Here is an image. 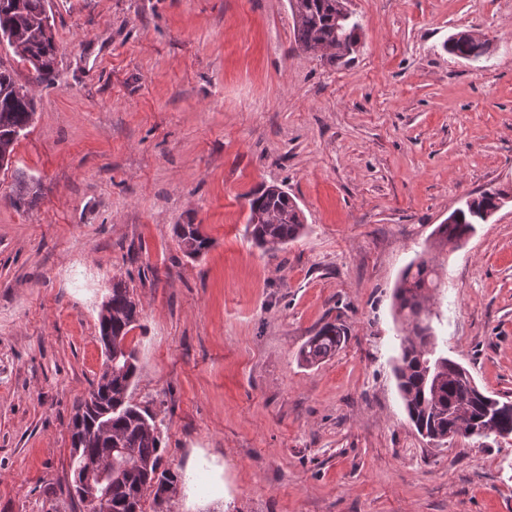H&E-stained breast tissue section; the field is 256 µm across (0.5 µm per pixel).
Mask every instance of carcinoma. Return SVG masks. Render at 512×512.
Masks as SVG:
<instances>
[{
	"instance_id": "obj_1",
	"label": "carcinoma",
	"mask_w": 512,
	"mask_h": 512,
	"mask_svg": "<svg viewBox=\"0 0 512 512\" xmlns=\"http://www.w3.org/2000/svg\"><path fill=\"white\" fill-rule=\"evenodd\" d=\"M14 10L0 13V33L10 31L24 41V51L33 60L32 67L41 82L53 80L55 45L51 35L40 32L45 0H16ZM340 0H297L290 4L294 39L304 51L319 45L328 49L326 60L339 64L348 53L331 51L343 45L354 49L358 42V23L340 19ZM448 53L464 60L478 61L488 53V45L480 44L456 33L445 44ZM35 112L34 98L16 84L10 70L0 67V144L13 146L25 131ZM509 196L504 189H490L469 196L465 205L452 212L433 232V246L444 249L458 245L483 223L482 213L497 206ZM253 242L268 252L295 241L305 231L303 213L288 192L269 185L249 200L247 218ZM174 234L188 257L207 250L212 240L199 224H176ZM440 275L433 261L423 256L411 261L394 291L396 316L405 325L400 338V353L394 366L397 386L408 418L415 429L433 430L440 436L475 437L474 430L492 421V436L512 435V401L489 396L480 391L470 372L438 349V336L433 331L430 311L426 307L432 291L438 287ZM111 318L99 320L100 335L112 340H125L140 313L129 286L112 279L109 297ZM344 337L336 325L325 324L301 346L299 360L315 366L336 355ZM135 350L112 352V379L96 383L89 397L80 402L72 420L73 447L98 448L93 443L102 423L105 409H112V436L116 441L114 457L121 476L112 479L109 489L112 512H136L144 487L153 479L166 489L175 485L177 476L160 470V426L145 408L127 400L137 373Z\"/></svg>"
}]
</instances>
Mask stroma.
<instances>
[{
	"label": "stroma",
	"instance_id": "1",
	"mask_svg": "<svg viewBox=\"0 0 512 512\" xmlns=\"http://www.w3.org/2000/svg\"><path fill=\"white\" fill-rule=\"evenodd\" d=\"M346 6L340 65L297 47L288 0H47L49 85L0 42L36 107L0 167V512H84L70 422L116 278L141 307L129 397L177 477L142 512H512V436L432 445L392 371L393 291L423 254L440 349L512 397V202L431 247L467 196L512 190V0ZM463 29L480 61L445 50ZM264 184L307 226L274 257L247 224ZM178 224L212 247L187 257ZM328 322L345 343L303 365Z\"/></svg>",
	"mask_w": 512,
	"mask_h": 512
}]
</instances>
